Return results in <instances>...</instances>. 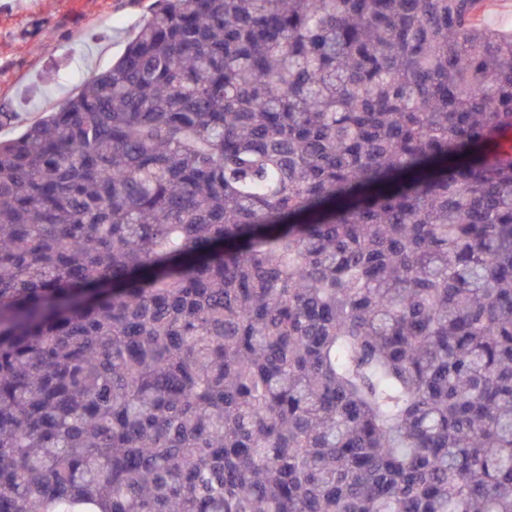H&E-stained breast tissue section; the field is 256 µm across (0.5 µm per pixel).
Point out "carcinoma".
<instances>
[{
	"instance_id": "1",
	"label": "carcinoma",
	"mask_w": 512,
	"mask_h": 512,
	"mask_svg": "<svg viewBox=\"0 0 512 512\" xmlns=\"http://www.w3.org/2000/svg\"><path fill=\"white\" fill-rule=\"evenodd\" d=\"M481 2L156 0L0 142V512H512Z\"/></svg>"
}]
</instances>
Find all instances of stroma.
I'll return each mask as SVG.
<instances>
[{
    "instance_id": "stroma-1",
    "label": "stroma",
    "mask_w": 512,
    "mask_h": 512,
    "mask_svg": "<svg viewBox=\"0 0 512 512\" xmlns=\"http://www.w3.org/2000/svg\"><path fill=\"white\" fill-rule=\"evenodd\" d=\"M154 0H0V106L18 117L0 139L58 108L109 68Z\"/></svg>"
}]
</instances>
